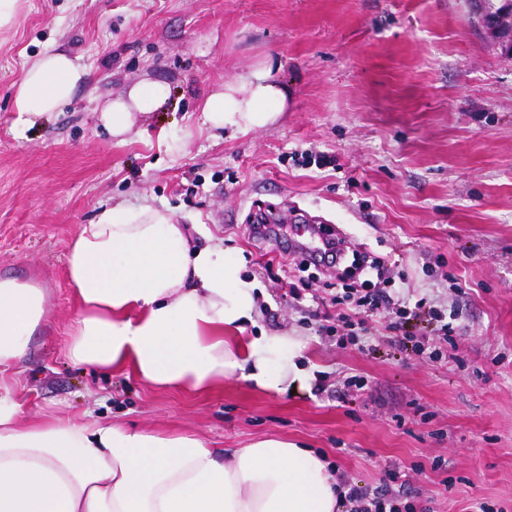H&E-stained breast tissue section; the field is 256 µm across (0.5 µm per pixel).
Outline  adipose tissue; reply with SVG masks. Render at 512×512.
<instances>
[{"mask_svg": "<svg viewBox=\"0 0 512 512\" xmlns=\"http://www.w3.org/2000/svg\"><path fill=\"white\" fill-rule=\"evenodd\" d=\"M86 72L49 51L24 71L18 121L34 125L72 100ZM168 101L165 85L133 86L101 118L114 136L132 113ZM288 90L268 63L225 83L204 113L216 129L274 123ZM68 280L81 306L65 345L73 364L121 372L156 388L201 393L240 375L276 394L309 384L302 345L285 334L245 335L257 307L222 245L194 246L187 225L158 208L107 207L69 244ZM45 292L0 278V512H336V476L312 450L281 438L208 447L106 421L22 417L2 373L22 362L45 317Z\"/></svg>", "mask_w": 512, "mask_h": 512, "instance_id": "ef3b65f1", "label": "adipose tissue"}]
</instances>
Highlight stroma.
I'll return each instance as SVG.
<instances>
[{"instance_id":"obj_1","label":"stroma","mask_w":512,"mask_h":512,"mask_svg":"<svg viewBox=\"0 0 512 512\" xmlns=\"http://www.w3.org/2000/svg\"><path fill=\"white\" fill-rule=\"evenodd\" d=\"M49 48L87 76L24 128L16 85ZM264 61L288 88L285 112L212 128L206 99ZM153 82L170 89L164 109L114 137L104 105ZM106 205L163 209L223 243L257 285L247 335L302 341L310 385L266 394L232 376L192 395L73 366L67 248ZM263 212L390 262L377 287L455 310L454 347L402 350L385 313L338 345L321 326L342 268L253 239ZM0 276L46 291L12 374L24 412L185 431L228 451L282 437L362 487L388 467L409 474L429 512H512V56L467 0H20L0 29ZM355 375L363 389L345 386Z\"/></svg>"}]
</instances>
